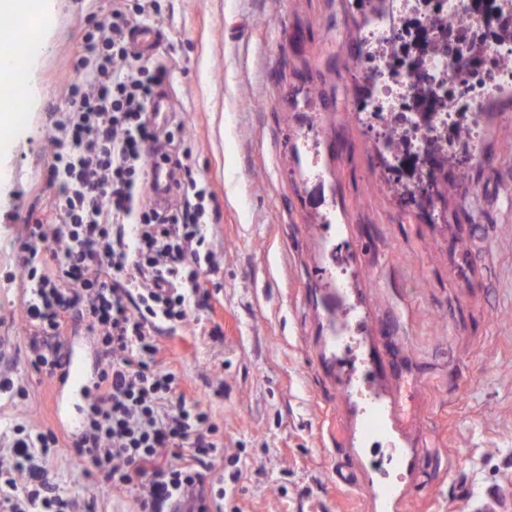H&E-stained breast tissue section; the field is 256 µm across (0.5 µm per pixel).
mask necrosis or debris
<instances>
[{"mask_svg":"<svg viewBox=\"0 0 512 512\" xmlns=\"http://www.w3.org/2000/svg\"><path fill=\"white\" fill-rule=\"evenodd\" d=\"M373 22L356 66L369 86L373 145L392 165L383 187L419 189L436 209L441 167L482 158L488 103L512 90V0H366Z\"/></svg>","mask_w":512,"mask_h":512,"instance_id":"obj_1","label":"necrosis or debris"}]
</instances>
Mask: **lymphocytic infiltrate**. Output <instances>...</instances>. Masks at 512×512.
<instances>
[{
  "mask_svg": "<svg viewBox=\"0 0 512 512\" xmlns=\"http://www.w3.org/2000/svg\"><path fill=\"white\" fill-rule=\"evenodd\" d=\"M142 0H120L74 52L68 108L50 119V183L59 187L51 222L26 225L24 312L32 362L49 378L65 364L62 340L85 324L103 359L69 458L109 487L145 480L141 512H209L202 468L219 448V427L188 400L173 373L159 370L156 336L185 323L208 292L211 265L204 205L209 192L181 158L163 151L147 106L164 77L131 52ZM172 173L179 206L157 207L154 159ZM13 458L0 466V512H74L51 483L47 464L60 443L54 429L12 425Z\"/></svg>",
  "mask_w": 512,
  "mask_h": 512,
  "instance_id": "1",
  "label": "lymphocytic infiltrate"
}]
</instances>
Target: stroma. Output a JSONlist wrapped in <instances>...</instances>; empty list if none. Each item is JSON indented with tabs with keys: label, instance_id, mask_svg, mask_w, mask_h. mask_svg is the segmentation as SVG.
Listing matches in <instances>:
<instances>
[{
	"label": "stroma",
	"instance_id": "obj_1",
	"mask_svg": "<svg viewBox=\"0 0 512 512\" xmlns=\"http://www.w3.org/2000/svg\"><path fill=\"white\" fill-rule=\"evenodd\" d=\"M114 0H44L22 118L0 135V422L57 427L30 360L19 238L56 199L49 109ZM153 61L174 139L214 196L205 306L160 333L158 364L220 429L204 469L225 512H512V96L483 159L448 167L438 216L382 189L352 110L358 0H156ZM382 411L373 445L367 412ZM59 445L51 481L85 512H139Z\"/></svg>",
	"mask_w": 512,
	"mask_h": 512
}]
</instances>
